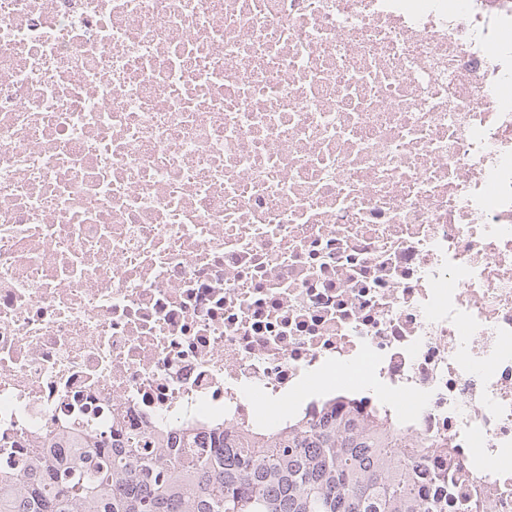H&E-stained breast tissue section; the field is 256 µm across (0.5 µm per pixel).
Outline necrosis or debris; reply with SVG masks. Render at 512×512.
Segmentation results:
<instances>
[{"label":"necrosis or debris","mask_w":512,"mask_h":512,"mask_svg":"<svg viewBox=\"0 0 512 512\" xmlns=\"http://www.w3.org/2000/svg\"><path fill=\"white\" fill-rule=\"evenodd\" d=\"M512 0H0V468L353 394L512 512Z\"/></svg>","instance_id":"4bbe7bcc"}]
</instances>
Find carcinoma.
I'll return each mask as SVG.
<instances>
[{
	"mask_svg": "<svg viewBox=\"0 0 512 512\" xmlns=\"http://www.w3.org/2000/svg\"><path fill=\"white\" fill-rule=\"evenodd\" d=\"M448 467L432 469L428 454ZM0 512H487L448 444H412L362 402L326 405L279 428L213 427L162 441L118 424L97 452H40Z\"/></svg>",
	"mask_w": 512,
	"mask_h": 512,
	"instance_id": "obj_1",
	"label": "carcinoma"
}]
</instances>
